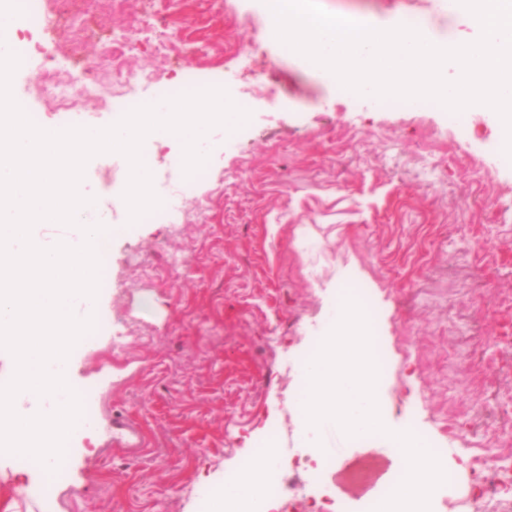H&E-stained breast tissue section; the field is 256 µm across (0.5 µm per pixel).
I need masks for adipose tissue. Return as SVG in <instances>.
<instances>
[{
  "label": "adipose tissue",
  "mask_w": 512,
  "mask_h": 512,
  "mask_svg": "<svg viewBox=\"0 0 512 512\" xmlns=\"http://www.w3.org/2000/svg\"><path fill=\"white\" fill-rule=\"evenodd\" d=\"M273 443L253 449L246 466L227 471L224 486L210 503V512H251L263 501L269 480V462L276 455Z\"/></svg>",
  "instance_id": "obj_1"
}]
</instances>
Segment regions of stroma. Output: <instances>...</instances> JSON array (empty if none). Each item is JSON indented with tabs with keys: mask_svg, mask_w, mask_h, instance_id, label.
Segmentation results:
<instances>
[{
	"mask_svg": "<svg viewBox=\"0 0 512 512\" xmlns=\"http://www.w3.org/2000/svg\"><path fill=\"white\" fill-rule=\"evenodd\" d=\"M384 19L411 14L433 31L477 40L437 0H324ZM79 16L41 33L49 51L21 69L20 99L42 126L114 122L112 102H150L168 75L224 87L255 77L277 98H251L238 144L218 145L206 178L173 220L132 225L109 247L111 287L97 319L136 325L127 353L76 351L106 419L125 421L124 446L78 450L53 482L48 505L21 490L38 474L0 457V512H208L224 474L246 462L257 436L285 421L282 389L300 385L310 347L295 324L320 319L336 291L370 288L387 318L380 395L392 429L421 430L448 464L466 467L475 447L512 446V170L495 161L501 135L482 112L449 124L442 108L377 111L315 78L278 47L255 46L267 25L258 0H167L176 22L165 54L123 59L135 82L112 73V36L155 12V0H79ZM91 81L80 113L54 115L39 88L56 63ZM122 157L94 156L84 180L112 223L124 220ZM184 271L169 270L172 255ZM391 464L362 481L327 470L284 472L287 495L330 486L345 512H366Z\"/></svg>",
	"mask_w": 512,
	"mask_h": 512,
	"instance_id": "1",
	"label": "stroma"
}]
</instances>
